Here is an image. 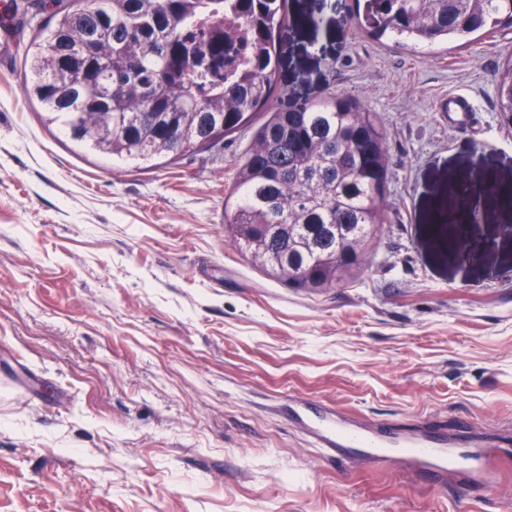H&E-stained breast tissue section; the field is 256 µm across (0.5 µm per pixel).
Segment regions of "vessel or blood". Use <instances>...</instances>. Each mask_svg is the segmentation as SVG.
Listing matches in <instances>:
<instances>
[{
  "mask_svg": "<svg viewBox=\"0 0 512 512\" xmlns=\"http://www.w3.org/2000/svg\"><path fill=\"white\" fill-rule=\"evenodd\" d=\"M438 109L447 113L449 122L459 124L468 121L476 107L468 94L454 93L441 101ZM302 421L312 429L321 447L344 454L358 452L376 461L389 459L391 449L403 448L419 470L435 477L446 475L451 469L466 473L490 471L498 464L497 458L487 455L476 440L463 451L456 448V439L450 435L422 432L402 438L381 426L349 423L330 410L303 416Z\"/></svg>",
  "mask_w": 512,
  "mask_h": 512,
  "instance_id": "obj_1",
  "label": "vessel or blood"
}]
</instances>
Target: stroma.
<instances>
[{"mask_svg":"<svg viewBox=\"0 0 512 512\" xmlns=\"http://www.w3.org/2000/svg\"><path fill=\"white\" fill-rule=\"evenodd\" d=\"M354 0H288L282 83L376 116L385 223L365 266L292 288L236 247L224 200L250 144L123 163L64 135L24 90L30 28L0 52V512H512V462L487 485L335 460L294 400L405 434L512 451V125L496 82L512 32L415 48L355 33ZM469 94L448 125L436 103ZM494 179L485 247L456 257L440 214ZM437 111L448 112V122L459 124L468 121L476 107L468 94L454 93L439 103Z\"/></svg>","mask_w":512,"mask_h":512,"instance_id":"obj_1","label":"stroma"}]
</instances>
